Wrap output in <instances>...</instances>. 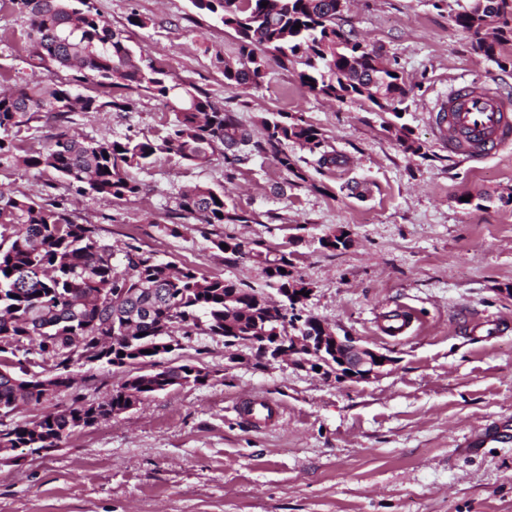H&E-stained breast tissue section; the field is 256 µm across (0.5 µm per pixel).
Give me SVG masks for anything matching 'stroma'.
Masks as SVG:
<instances>
[{
    "mask_svg": "<svg viewBox=\"0 0 512 512\" xmlns=\"http://www.w3.org/2000/svg\"><path fill=\"white\" fill-rule=\"evenodd\" d=\"M170 80L207 95L252 131L245 161L216 150L192 165L172 153L130 169L138 196L106 201L75 192L54 171L0 163V189L61 203L95 225L123 268L129 246L268 297L263 257L288 254L311 290L302 314L353 336L393 363L368 382L291 361L259 359L250 345L197 333L157 359L193 363L205 384L176 386L121 414L79 428L58 447L0 449V512H512V328L473 336L470 326L512 321V147L476 161L449 153L430 115L450 83L476 79L512 90V67L477 54L453 22L470 0H347L337 23L382 49L409 95L401 122L419 150H403L387 113L301 89L298 67L269 62L257 85L224 87L239 39L191 0H92ZM145 18V27L131 25ZM27 15L0 0V88L43 81L27 53ZM128 109L78 112L70 132L160 141L175 120L165 100L128 91ZM284 112L316 127L319 148L289 144L298 180L261 150L263 117ZM336 165H320L322 155ZM222 190L236 224L181 216L183 192ZM471 204H463V197ZM346 232L335 250L321 238ZM233 237L240 254L215 242ZM410 305L422 318L407 335L379 334L378 316ZM135 366L73 364L72 387L39 404L0 412V430L74 403L107 400ZM259 394L280 406L270 427L248 423L240 402Z\"/></svg>",
    "mask_w": 512,
    "mask_h": 512,
    "instance_id": "35a3bbf8",
    "label": "stroma"
}]
</instances>
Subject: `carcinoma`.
I'll return each instance as SVG.
<instances>
[{
    "label": "carcinoma",
    "mask_w": 512,
    "mask_h": 512,
    "mask_svg": "<svg viewBox=\"0 0 512 512\" xmlns=\"http://www.w3.org/2000/svg\"><path fill=\"white\" fill-rule=\"evenodd\" d=\"M267 2L262 6L261 2ZM220 17L240 37L239 63L224 64V86L258 83L268 60L301 65L302 88L337 101L358 99L378 109L383 98L406 96V83L380 50L370 48L336 26L337 0H192ZM30 16L27 51L48 72L46 80L0 92V160L28 170H53L69 185L106 200L141 192L128 170L144 166L158 153H174L203 165L218 148L235 153L251 142V132L233 116L190 87L172 84L153 60L136 57L125 37L103 21L92 0H11ZM483 15L493 19L488 43L474 50L499 63L498 48L512 41V0H483ZM301 24L297 30L296 24ZM90 82L96 95L75 99L74 88ZM143 89L170 104L176 120L156 144L127 136L122 140H86L65 132L36 155L20 152L16 137L40 114L61 124L76 112L124 110L128 99L116 90ZM266 144L280 166L299 179L285 147L320 144L313 126L286 114L262 121ZM182 212L202 224L246 222L226 210L224 193L197 186L183 194ZM123 270L112 263V246L98 239L95 227L74 223L57 203L40 204L0 190V354L25 341L52 357L63 373L30 376L21 361L0 360V410L38 403L49 392L71 386L64 374L72 364L141 365L151 370L132 376L109 400L50 412L37 422L0 432L1 448H53L79 427L120 414L128 406L173 386L200 385L204 369L182 364L156 370L161 336H190L197 331L224 337V345L252 341L272 331L263 293L190 267L161 262L132 247ZM287 255L267 261L268 284L276 291L295 282ZM158 293L149 297L140 288Z\"/></svg>",
    "instance_id": "carcinoma-1"
}]
</instances>
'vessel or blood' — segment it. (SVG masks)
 <instances>
[{"mask_svg":"<svg viewBox=\"0 0 512 512\" xmlns=\"http://www.w3.org/2000/svg\"><path fill=\"white\" fill-rule=\"evenodd\" d=\"M437 122L446 128L449 152L465 160L479 159L512 144V97L477 81L461 80L449 87ZM410 324L411 313L403 307L386 316L380 329L396 337L405 335ZM275 412L258 397L250 398L244 410L258 426Z\"/></svg>","mask_w":512,"mask_h":512,"instance_id":"b4317fda","label":"vessel or blood"}]
</instances>
